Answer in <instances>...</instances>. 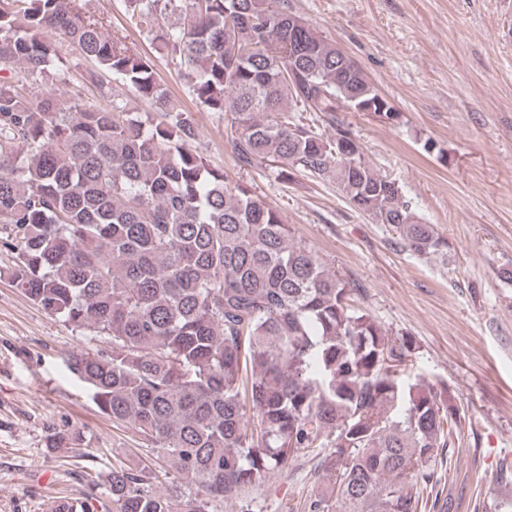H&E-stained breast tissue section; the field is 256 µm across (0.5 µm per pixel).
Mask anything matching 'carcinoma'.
I'll list each match as a JSON object with an SVG mask.
<instances>
[{
    "label": "carcinoma",
    "instance_id": "cac0c4a2",
    "mask_svg": "<svg viewBox=\"0 0 512 512\" xmlns=\"http://www.w3.org/2000/svg\"><path fill=\"white\" fill-rule=\"evenodd\" d=\"M128 21L180 67L196 107L228 116L238 162L336 182L424 260L448 241L379 175L336 121L399 114L287 0H124ZM179 13L182 23L165 26ZM149 102L162 120L63 102L51 34ZM297 112L329 115L327 134ZM190 111L153 59L83 0H0V227L15 285L106 347L67 369L99 412L131 427L175 473L106 476L112 512H255L253 490L299 457L320 489L283 512H418L430 462L462 410L444 384L405 380L416 349L352 304L351 288L284 215L191 148Z\"/></svg>",
    "mask_w": 512,
    "mask_h": 512
}]
</instances>
